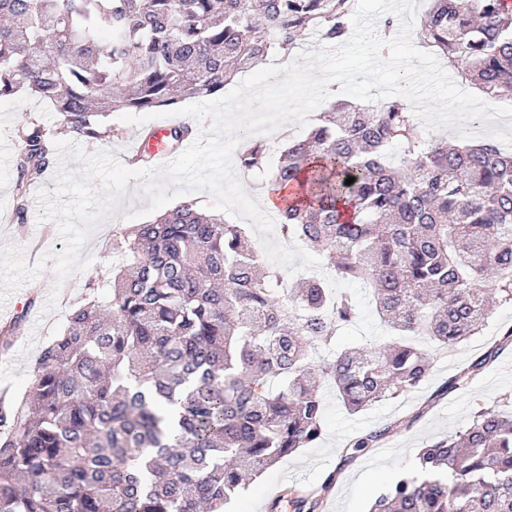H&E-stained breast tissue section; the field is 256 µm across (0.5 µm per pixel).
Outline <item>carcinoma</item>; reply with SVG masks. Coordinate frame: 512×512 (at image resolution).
Listing matches in <instances>:
<instances>
[{
    "label": "carcinoma",
    "mask_w": 512,
    "mask_h": 512,
    "mask_svg": "<svg viewBox=\"0 0 512 512\" xmlns=\"http://www.w3.org/2000/svg\"><path fill=\"white\" fill-rule=\"evenodd\" d=\"M354 0H0V98L27 87L60 133H109L117 111L213 96L306 32L350 36ZM425 44L487 94L512 89V4L431 0ZM195 132L171 130L180 145ZM17 166L41 175L54 137L27 123ZM402 148L403 167L388 161ZM247 146L241 165L262 167ZM355 181L347 185V178ZM280 231L318 248L338 279L373 288L381 321L449 351L477 334L492 297L512 301V155L492 142L432 144L405 99L337 102L281 152ZM27 221V185L13 198ZM110 299L88 284L40 352L28 396H0V512H224L255 477L322 434L316 382L359 411L419 388L426 350L329 349L354 297L319 279L282 287L238 224L184 203L116 240ZM495 279L489 290L483 282ZM21 321L0 326L9 350ZM369 512H512V412L480 411L418 454Z\"/></svg>",
    "instance_id": "cac0c4a2"
}]
</instances>
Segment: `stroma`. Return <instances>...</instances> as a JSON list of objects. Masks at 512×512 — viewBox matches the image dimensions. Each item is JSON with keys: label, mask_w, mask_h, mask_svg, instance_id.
Returning <instances> with one entry per match:
<instances>
[{"label": "stroma", "mask_w": 512, "mask_h": 512, "mask_svg": "<svg viewBox=\"0 0 512 512\" xmlns=\"http://www.w3.org/2000/svg\"><path fill=\"white\" fill-rule=\"evenodd\" d=\"M26 122L52 131L58 125V115L51 103L28 93L0 99V245L24 247L32 263L46 255H58L64 244L55 220L38 221L37 204H30L24 226L13 222L11 204L19 179L15 159L19 130ZM107 123L110 135L84 142V149L90 153L110 150L117 158L126 159L131 145L143 136L141 127L122 122L116 112ZM139 187L137 180H130L129 194L118 213L93 228L82 252L93 256L94 262L63 283L54 311L45 315L28 306L31 291L48 297L53 281L49 269L35 283L23 285L0 309V323L18 317L24 320L7 359L0 360V387L14 394L25 392L42 348L62 333L88 283L100 279L113 263L106 240L132 228L127 213L148 207V200L134 196ZM478 361L482 369L462 378V369ZM319 392L324 404L320 440L263 472L229 505L228 512H292L285 497L290 489L318 501L316 512H368L381 489L414 467L421 448L462 429L478 411L512 408V303H497L483 330L457 350L434 352L430 377L418 390L357 412L343 404L331 385L322 384ZM375 431L381 434L375 444L352 450L353 441Z\"/></svg>", "instance_id": "stroma-1"}]
</instances>
